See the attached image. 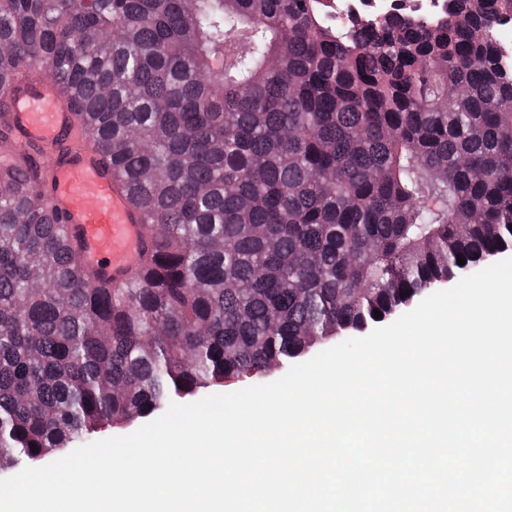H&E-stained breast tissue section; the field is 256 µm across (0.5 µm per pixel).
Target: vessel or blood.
<instances>
[{
	"label": "vessel or blood",
	"instance_id": "b4317fda",
	"mask_svg": "<svg viewBox=\"0 0 512 512\" xmlns=\"http://www.w3.org/2000/svg\"><path fill=\"white\" fill-rule=\"evenodd\" d=\"M0 122L11 141L0 146V168L14 145L26 147L51 209L64 217L73 250L96 283L124 284L147 242L141 212L126 187L78 125L69 97L44 78L16 83Z\"/></svg>",
	"mask_w": 512,
	"mask_h": 512
}]
</instances>
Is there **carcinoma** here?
I'll return each mask as SVG.
<instances>
[{"mask_svg":"<svg viewBox=\"0 0 512 512\" xmlns=\"http://www.w3.org/2000/svg\"><path fill=\"white\" fill-rule=\"evenodd\" d=\"M505 16L0 0V95L49 71L149 232L95 286L29 157L0 172V467L260 379L511 251ZM285 374L286 373H272L270 375L264 376L261 379H245L244 381H239L237 383H232L230 385H227L224 387V389L216 388V389L205 390V391L201 392L197 397H195L194 399H192L190 401H178L176 403H180V404L192 403V402L198 401L208 395L231 393V392H235V391H238V390H241L243 388L253 386V385L268 384V383H271V382H274V381L280 379Z\"/></svg>","mask_w":512,"mask_h":512,"instance_id":"carcinoma-1","label":"carcinoma"}]
</instances>
